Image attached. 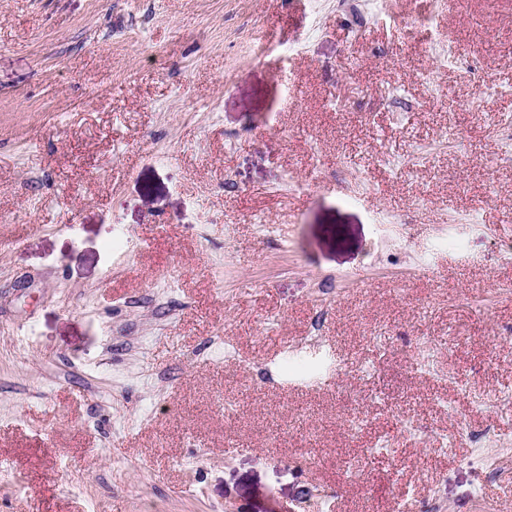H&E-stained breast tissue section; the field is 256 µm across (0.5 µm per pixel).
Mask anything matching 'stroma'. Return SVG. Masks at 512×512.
I'll list each match as a JSON object with an SVG mask.
<instances>
[{
	"label": "stroma",
	"mask_w": 512,
	"mask_h": 512,
	"mask_svg": "<svg viewBox=\"0 0 512 512\" xmlns=\"http://www.w3.org/2000/svg\"><path fill=\"white\" fill-rule=\"evenodd\" d=\"M509 137L512 0H0V512H512Z\"/></svg>",
	"instance_id": "obj_1"
}]
</instances>
